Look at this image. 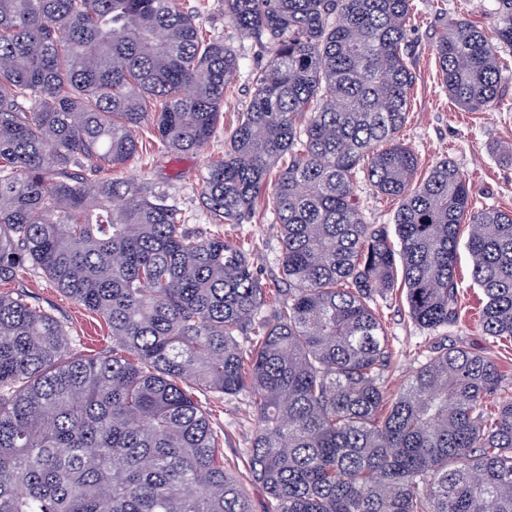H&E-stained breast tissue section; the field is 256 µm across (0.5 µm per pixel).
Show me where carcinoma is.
Returning <instances> with one entry per match:
<instances>
[{
    "instance_id": "carcinoma-1",
    "label": "carcinoma",
    "mask_w": 512,
    "mask_h": 512,
    "mask_svg": "<svg viewBox=\"0 0 512 512\" xmlns=\"http://www.w3.org/2000/svg\"><path fill=\"white\" fill-rule=\"evenodd\" d=\"M270 48L210 215L250 217L273 169L280 272L270 313L249 254L187 231L148 182L98 178L142 152L201 149L238 69L176 0H0V283L39 273L109 325L85 358L53 313L0 293V512H252L200 397L248 394V477L272 512H512V399L495 361L437 347L393 398L377 303L400 286L427 330L458 320L461 239L512 339V214L477 210L450 160L414 182L400 143L410 0H221ZM512 0L435 44L448 95L496 103ZM399 201L396 249L355 186ZM253 334L248 346L238 337Z\"/></svg>"
}]
</instances>
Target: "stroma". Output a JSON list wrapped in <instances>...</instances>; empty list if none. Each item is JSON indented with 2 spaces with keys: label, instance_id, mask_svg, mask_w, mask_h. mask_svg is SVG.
<instances>
[{
  "label": "stroma",
  "instance_id": "obj_1",
  "mask_svg": "<svg viewBox=\"0 0 512 512\" xmlns=\"http://www.w3.org/2000/svg\"><path fill=\"white\" fill-rule=\"evenodd\" d=\"M185 11L195 15L204 37L219 39L238 55L239 67L224 91L223 117L211 140L199 151L173 154L144 130L147 147L141 159L117 170L120 178L149 181L184 217L187 228L202 233H220L236 244L249 241L250 256L262 287H282L279 269L280 233L272 220V193L264 191L255 215L240 224H218L201 199L200 176L206 167L223 159L224 143L250 100L252 74L267 64L270 54L243 36L225 18L220 0H180ZM495 0H412L408 26L409 60L414 75L409 91L408 115L400 140L418 158L417 178H425L436 162L452 160L466 176L478 208L512 212V49L503 50L506 67L499 82L498 101L486 110L470 112L460 107L443 87L434 46L439 34L452 21L490 27ZM460 318L454 325L435 331L411 323L405 297L389 294L381 302L379 317L386 329L392 353L383 375L387 394H396L431 348L440 342L493 358L502 375L498 393L512 397V340L484 336L479 326L482 292L471 280V259L460 250L456 267ZM30 302L50 310L70 336L79 341V351L95 356L112 345L111 332L95 313L60 292L39 274L18 283ZM213 423L224 431V462L237 472L246 470V448L258 425L249 404L237 397L207 396L202 400Z\"/></svg>",
  "mask_w": 512,
  "mask_h": 512
}]
</instances>
